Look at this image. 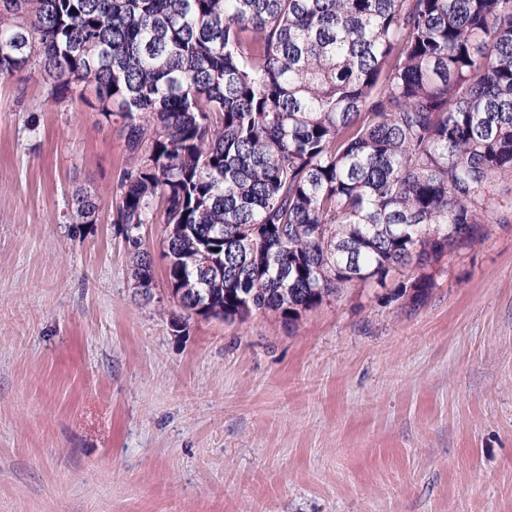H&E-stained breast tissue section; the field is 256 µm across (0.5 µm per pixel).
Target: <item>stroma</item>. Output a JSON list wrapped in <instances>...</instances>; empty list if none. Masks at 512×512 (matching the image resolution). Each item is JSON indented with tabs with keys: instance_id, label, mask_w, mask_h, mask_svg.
Wrapping results in <instances>:
<instances>
[{
	"instance_id": "35a3bbf8",
	"label": "stroma",
	"mask_w": 512,
	"mask_h": 512,
	"mask_svg": "<svg viewBox=\"0 0 512 512\" xmlns=\"http://www.w3.org/2000/svg\"><path fill=\"white\" fill-rule=\"evenodd\" d=\"M0 75V512H512V222L296 327L187 315L163 224L138 286L119 123ZM98 221L73 215L75 189Z\"/></svg>"
}]
</instances>
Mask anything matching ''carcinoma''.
<instances>
[{
  "label": "carcinoma",
  "instance_id": "1",
  "mask_svg": "<svg viewBox=\"0 0 512 512\" xmlns=\"http://www.w3.org/2000/svg\"><path fill=\"white\" fill-rule=\"evenodd\" d=\"M36 66L119 120L112 223L139 280L160 203L189 316L294 326L410 266L420 304L512 179V0H0V74Z\"/></svg>",
  "mask_w": 512,
  "mask_h": 512
}]
</instances>
